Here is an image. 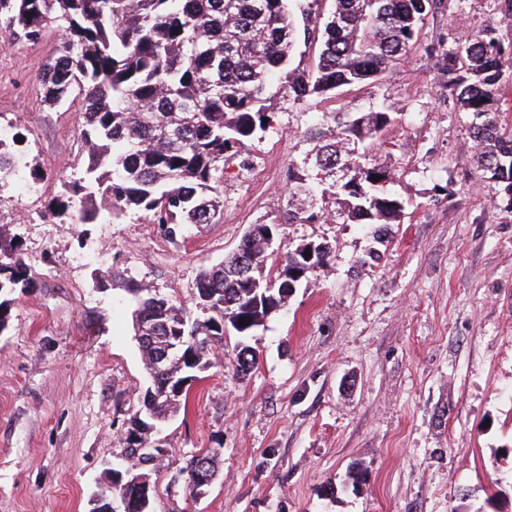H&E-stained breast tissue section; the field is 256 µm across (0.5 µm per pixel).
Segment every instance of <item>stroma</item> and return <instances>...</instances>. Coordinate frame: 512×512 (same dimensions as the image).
<instances>
[{
	"mask_svg": "<svg viewBox=\"0 0 512 512\" xmlns=\"http://www.w3.org/2000/svg\"><path fill=\"white\" fill-rule=\"evenodd\" d=\"M488 25L512 42L492 0H445L377 83L275 102L272 127L224 163L220 216L172 237L141 214L47 219L83 174V115L41 98L55 28L0 46V137L21 141L20 173L0 188V240L33 276L0 295V512H90L106 470L132 463L120 431L149 385L133 287L206 318L200 270L254 224L276 225L275 258L309 242L331 255L258 328L247 375L233 332L212 349L157 434L160 453L137 467L153 512H512V209L479 171L470 116L427 53ZM381 106L395 120L376 157L405 205L388 241L366 224L281 223L314 114ZM372 250L381 261L360 266ZM210 448L217 474L196 499L184 467Z\"/></svg>",
	"mask_w": 512,
	"mask_h": 512,
	"instance_id": "obj_1",
	"label": "stroma"
}]
</instances>
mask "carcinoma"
Segmentation results:
<instances>
[{
    "label": "carcinoma",
    "instance_id": "1",
    "mask_svg": "<svg viewBox=\"0 0 512 512\" xmlns=\"http://www.w3.org/2000/svg\"><path fill=\"white\" fill-rule=\"evenodd\" d=\"M319 0L296 20L288 0H0V31L35 44L52 26L62 34L41 76L49 106L78 104L87 147L84 177L66 182L49 208L57 224L97 218L96 198L109 215L142 213L171 234L178 224H210L220 208L225 153L272 126L267 102L329 99L336 90L379 81L416 41L420 24L443 0H333L326 21L314 17ZM319 41L313 68L291 66L299 39ZM442 85L472 115L469 134L478 168L503 185L512 203V123L504 116L512 88V44L485 29L447 46L430 48ZM329 121L336 139L324 138ZM392 113L324 112L305 136L312 149L288 168V200L308 199L306 209L287 205L286 224H316L338 216L372 224L389 238L404 205L386 190L394 174L370 155L367 141L391 125ZM13 148L0 142V182L15 175ZM246 232L235 252L202 269L196 305L210 312L200 322L184 307L157 295L140 299L136 313L162 333L185 336L183 356L154 369L157 346L138 343L151 379L159 419L173 417L181 396L172 387L196 382L209 367L208 336H238L236 370L253 368L247 340L294 286L330 256L326 243H306L288 253L277 275L266 272L271 253ZM314 253L307 262L305 252ZM19 253L0 245V293L29 287L32 276ZM248 321L245 326L240 320ZM218 452L192 457L185 467L195 491L200 462L215 473ZM106 489L91 512H114L131 492L108 469Z\"/></svg>",
    "mask_w": 512,
    "mask_h": 512
}]
</instances>
